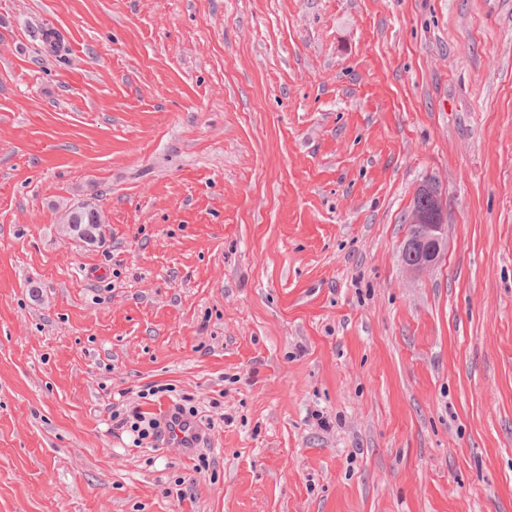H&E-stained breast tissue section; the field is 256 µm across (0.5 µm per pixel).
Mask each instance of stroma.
<instances>
[{
	"instance_id": "stroma-1",
	"label": "stroma",
	"mask_w": 512,
	"mask_h": 512,
	"mask_svg": "<svg viewBox=\"0 0 512 512\" xmlns=\"http://www.w3.org/2000/svg\"><path fill=\"white\" fill-rule=\"evenodd\" d=\"M0 512H512V0H0ZM445 223L439 188L433 182L425 181L413 197L404 246L411 252L417 251L423 224H439V228L428 233L422 240L419 254L405 252L402 248V259L408 268H425L439 260L445 248ZM63 224L82 238H93L95 233L100 235L102 224H106V216L98 204L83 201L70 206L62 216ZM175 416H185L180 418L171 417V414L166 415L169 420V427L165 430L164 441L167 446L174 448H181L185 453H190L194 448H197L201 441V426L193 418L198 412L194 407H186L181 403L173 405L172 411ZM131 414L121 417V413H112V421L116 423V427L123 428L129 424L133 433H136L134 442L137 446L143 444L147 440V444H152L162 437L164 422L162 418L152 417L148 412L141 409H133ZM132 419V420H130Z\"/></svg>"
}]
</instances>
